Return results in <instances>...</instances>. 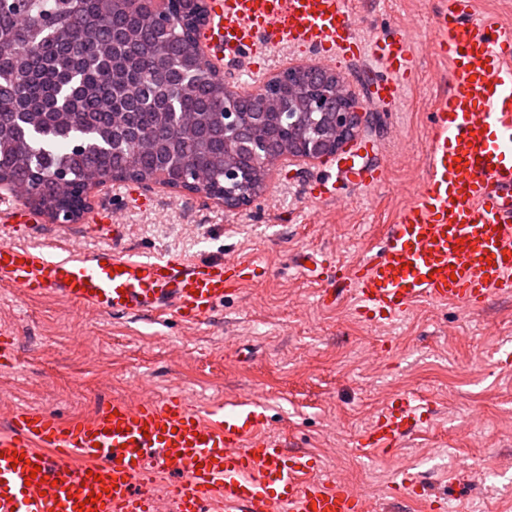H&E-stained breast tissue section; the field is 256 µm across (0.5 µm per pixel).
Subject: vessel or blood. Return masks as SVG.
<instances>
[{"mask_svg": "<svg viewBox=\"0 0 512 512\" xmlns=\"http://www.w3.org/2000/svg\"><path fill=\"white\" fill-rule=\"evenodd\" d=\"M476 4L441 0L432 18L429 44L448 63L449 87L431 114L426 170L414 197L376 249L355 263L340 270L320 252L300 263L319 285L322 305L351 294L362 317L381 320L421 301L475 310L512 294V25L477 17ZM208 37L233 63L269 47L308 50L329 66L373 61L384 75L369 80L366 100L387 111L416 73L407 30L394 26L360 38L354 0H211ZM377 151L371 140L355 148L364 162L348 169L352 185L383 183ZM306 197L325 205L336 188L319 179ZM123 231L106 226L107 245L93 254L73 241L61 255L1 243L0 284L97 314L201 323L249 266L245 259L190 261L123 250L115 245ZM430 413L419 395L389 397L363 436L365 450L401 447ZM316 469L312 454L269 432L262 404L249 396L204 410L178 396L114 400L79 421L27 408L0 428V512H156L146 488L156 472L170 476L178 512H366L364 497L340 479L316 477ZM407 488L421 512H442L425 478Z\"/></svg>", "mask_w": 512, "mask_h": 512, "instance_id": "obj_1", "label": "vessel or blood"}]
</instances>
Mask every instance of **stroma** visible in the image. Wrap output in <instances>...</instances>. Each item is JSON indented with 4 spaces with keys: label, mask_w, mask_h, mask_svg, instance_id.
I'll list each match as a JSON object with an SVG mask.
<instances>
[{
    "label": "stroma",
    "mask_w": 512,
    "mask_h": 512,
    "mask_svg": "<svg viewBox=\"0 0 512 512\" xmlns=\"http://www.w3.org/2000/svg\"><path fill=\"white\" fill-rule=\"evenodd\" d=\"M438 0H358L360 36L393 22L411 34L417 74L397 108L371 111L360 138L382 145L384 182L351 187L337 161L293 166V179L267 176L254 204L229 212L201 194L153 184L113 183L76 224L38 217L24 243L74 237L102 242L96 213L118 211L123 248L187 260H252L254 276L203 324L89 314L57 297L32 299L0 288V331L13 342L0 368V424L9 410L38 407L64 418L92 417L102 402H137L142 392L202 407L251 393L273 429L312 451L321 477L338 478L379 508L408 512L403 478L424 474L449 508L512 512V296L465 311L419 304L400 321H363L344 298L323 306L297 265L311 250L358 259L416 192L426 160L428 114L448 88V70L425 43ZM336 183V200L311 205L304 185ZM395 392L425 397L435 411L426 431L396 450L363 455L373 411Z\"/></svg>",
    "instance_id": "1"
}]
</instances>
